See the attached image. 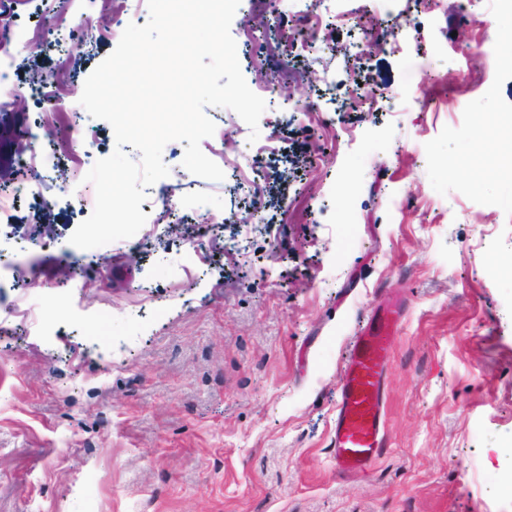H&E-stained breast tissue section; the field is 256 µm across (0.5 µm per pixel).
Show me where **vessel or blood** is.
Instances as JSON below:
<instances>
[{"label": "vessel or blood", "mask_w": 512, "mask_h": 512, "mask_svg": "<svg viewBox=\"0 0 512 512\" xmlns=\"http://www.w3.org/2000/svg\"><path fill=\"white\" fill-rule=\"evenodd\" d=\"M401 316L396 302L376 310L343 364L330 448L337 475H365L386 446L387 372Z\"/></svg>", "instance_id": "1"}]
</instances>
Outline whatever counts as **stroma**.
I'll return each mask as SVG.
<instances>
[{"label": "stroma", "mask_w": 512, "mask_h": 512, "mask_svg": "<svg viewBox=\"0 0 512 512\" xmlns=\"http://www.w3.org/2000/svg\"><path fill=\"white\" fill-rule=\"evenodd\" d=\"M337 0L315 64L284 60L276 38L231 34L248 84L314 66L330 118L267 102L265 149L231 109L239 170L219 181L182 165L146 190L141 256L69 242L95 198L94 156L47 152L40 193L0 208V512H512V206L486 178L512 116V66L484 71L468 45H501L512 11L438 0L401 51L337 56L358 33ZM102 0H32L24 28L59 42L20 49L8 83L19 122L83 119L84 82L115 48L81 34ZM466 31V42L455 34ZM66 65L70 90L43 103L35 78ZM455 70L458 85L438 87ZM370 107L347 104L353 86ZM438 99L423 110L416 87ZM484 175L479 189L469 181ZM258 186L250 195L241 182ZM410 194L411 205L395 204ZM261 222L238 237L235 217ZM224 214L203 225L205 212ZM94 266L59 282L64 259ZM403 298L387 377L386 448L362 478L336 475L329 448L353 340L385 293ZM70 445L69 459L55 450Z\"/></svg>", "instance_id": "stroma-1"}]
</instances>
